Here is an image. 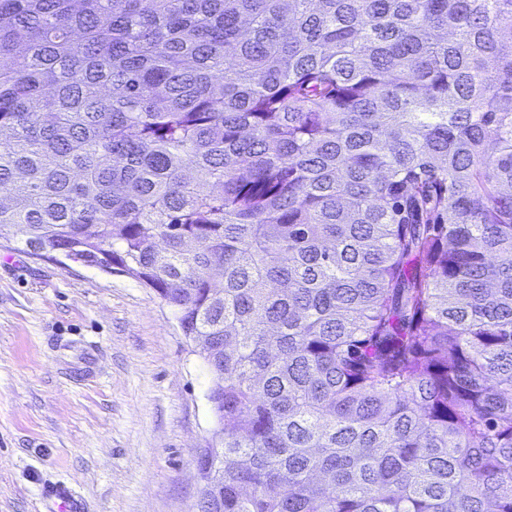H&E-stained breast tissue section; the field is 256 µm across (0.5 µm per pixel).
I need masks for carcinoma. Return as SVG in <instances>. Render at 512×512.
<instances>
[{
	"label": "carcinoma",
	"mask_w": 512,
	"mask_h": 512,
	"mask_svg": "<svg viewBox=\"0 0 512 512\" xmlns=\"http://www.w3.org/2000/svg\"><path fill=\"white\" fill-rule=\"evenodd\" d=\"M2 136L209 337L202 512H512V0H0Z\"/></svg>",
	"instance_id": "cac0c4a2"
}]
</instances>
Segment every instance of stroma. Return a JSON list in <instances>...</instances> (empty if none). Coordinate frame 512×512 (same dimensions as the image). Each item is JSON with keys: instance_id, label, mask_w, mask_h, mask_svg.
<instances>
[{"instance_id": "1", "label": "stroma", "mask_w": 512, "mask_h": 512, "mask_svg": "<svg viewBox=\"0 0 512 512\" xmlns=\"http://www.w3.org/2000/svg\"><path fill=\"white\" fill-rule=\"evenodd\" d=\"M180 313L133 277L0 243V512H194L213 376ZM48 497L54 499V506L47 512H82L78 500L65 485H58L48 492Z\"/></svg>"}]
</instances>
